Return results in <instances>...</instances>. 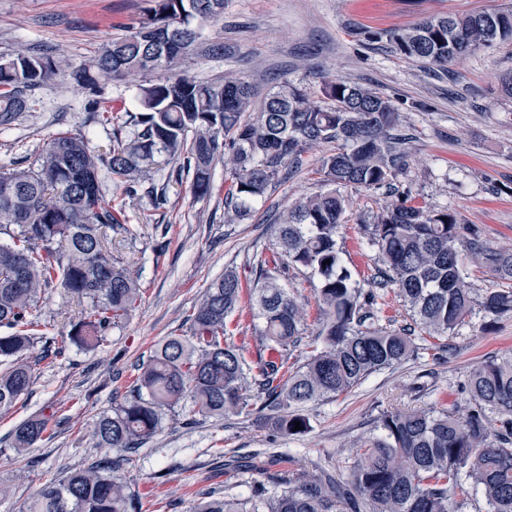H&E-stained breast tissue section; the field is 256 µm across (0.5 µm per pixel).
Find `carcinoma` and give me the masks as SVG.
<instances>
[{
  "mask_svg": "<svg viewBox=\"0 0 512 512\" xmlns=\"http://www.w3.org/2000/svg\"><path fill=\"white\" fill-rule=\"evenodd\" d=\"M148 2L138 25L105 44L90 67L23 50L0 56V126L29 111L35 90L63 73L94 92L102 78L171 73L139 85L136 111L126 120L133 131L113 130L107 153L91 147L84 135L60 132L34 163L0 171V237L8 239L0 243V327L11 329L0 336V409L29 390L33 363L57 356L53 338L37 330L47 291L55 289L81 307L68 340L85 351L99 349L141 299L138 278L128 262L112 256L103 229L129 240L137 231L112 212L103 182L120 178L132 188L161 157L186 156L198 197L212 193L213 171L224 162L226 199L243 217L304 147L338 143L319 168L329 189L276 215L274 258H258L260 275L248 297L261 320L259 343L286 351L301 339L304 313L273 271L283 258L313 271L323 320L319 347L295 370L282 355L250 364L224 342L226 320L243 301L239 277L224 273L194 306L188 334L161 341L138 368L131 396L95 421L99 447L112 449L115 457L46 481L23 512H133L132 496L114 472L124 454L153 440L167 415L187 405L205 418L249 415L261 398L273 430L302 434L310 427L304 405L336 398L401 363L413 345L412 328L370 323L374 293L352 281L336 242L347 206L341 189L380 188L403 165L400 112L380 94L335 79L323 87L328 107L286 81L257 106L254 88L241 78L214 83L178 75L199 26L224 14V0ZM383 38L406 59L446 71L466 55L512 41V8L429 17L411 29L368 36ZM462 230L448 209L420 206L408 197L385 204L365 226L383 265L371 286L395 287L415 325L439 341L476 305L490 316L512 313L511 288L477 299L462 275L470 258L496 279L512 281V252L466 240ZM466 389L471 409L463 417L446 408L382 414V434L361 449L344 483L325 471L287 470L277 474L271 491L260 488L247 499L210 498L194 512H463L472 491L482 493L489 512H512V357L474 369ZM488 411L500 417L499 428L490 426ZM49 421L31 417L16 425L14 453L22 456L43 440Z\"/></svg>",
  "mask_w": 512,
  "mask_h": 512,
  "instance_id": "obj_1",
  "label": "carcinoma"
}]
</instances>
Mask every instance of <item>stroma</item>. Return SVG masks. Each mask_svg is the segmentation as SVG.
Listing matches in <instances>:
<instances>
[{
	"instance_id": "stroma-1",
	"label": "stroma",
	"mask_w": 512,
	"mask_h": 512,
	"mask_svg": "<svg viewBox=\"0 0 512 512\" xmlns=\"http://www.w3.org/2000/svg\"><path fill=\"white\" fill-rule=\"evenodd\" d=\"M512 0H226L223 17L206 23L181 65L184 75L209 81L231 73L250 82L257 95L272 83L288 81L323 100L324 78L368 87L389 98L409 136L406 162L379 188H350L345 222L337 236L346 267L361 287H369L380 266L363 236L387 202L410 198L429 208H448L468 234L499 250H512V96L502 78L512 73V42L467 55L449 74L438 75L396 54L372 32L408 29L429 16L459 17L498 9ZM146 0H0V56L19 50L91 65L102 44L142 18ZM144 75L106 81L101 92L75 87L60 76L37 91L34 111L21 113L0 131V167L27 166L62 131L86 134L108 149L111 126L96 122L108 112L113 123L133 111ZM334 144L305 147L287 178L273 184L245 219L224 203L223 167L214 170V189L199 198L182 160L160 163L144 175L146 184L166 191L154 206L145 192L130 193L125 183L106 182L105 197L123 223L138 232L136 242L113 236L112 253L127 259L138 274L143 299L128 321L109 331L104 344L86 352L67 343L69 322L79 309L55 292L42 304L46 328L63 353L34 367V382L10 410L0 411V481L13 493L0 500V512H22L40 483L111 456L91 434L93 422L127 391L135 367L169 336L188 331L186 317L195 302L224 272H235L244 288L259 277L256 254L271 256L270 218L288 203L322 191V156ZM310 270L291 268L283 280L305 311L303 339L288 350L301 365L314 349L322 323ZM512 355V314L487 316L473 308L447 348L415 335L413 353L400 364L370 375L351 391L308 405V432L274 433L258 414L224 419L181 411L147 446L116 473L126 483L137 512H194L206 495L245 497L271 473L228 468L232 457L289 459L293 468L323 467L345 479L361 448L378 432L384 412L448 408L466 414L471 407L464 384L480 362ZM58 413L43 441L16 455L10 433L20 421Z\"/></svg>"
}]
</instances>
